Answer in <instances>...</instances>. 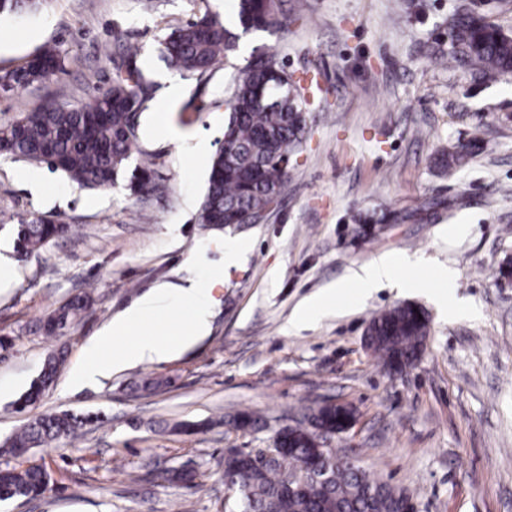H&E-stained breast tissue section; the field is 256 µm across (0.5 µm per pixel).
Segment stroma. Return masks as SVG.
Instances as JSON below:
<instances>
[{"instance_id": "35a3bbf8", "label": "stroma", "mask_w": 512, "mask_h": 512, "mask_svg": "<svg viewBox=\"0 0 512 512\" xmlns=\"http://www.w3.org/2000/svg\"><path fill=\"white\" fill-rule=\"evenodd\" d=\"M284 30L243 34L230 62L198 77L180 74L183 97L144 117L179 131L143 132L114 187L84 190L46 165L0 156V254L16 276L0 290V442L48 413H97L101 422L0 467L44 464V496L0 502V512H225L222 459L228 448L270 450L276 432L328 402L347 403L356 424L333 436L372 477L410 492L419 512H512V72L473 79L439 62L448 22L462 6L485 11L512 36V0H284ZM237 0H45L38 13L0 19V73L46 44L63 69L44 82L0 92V123L66 88L81 103L109 88L126 45L163 94L170 72L160 42L205 11L237 22ZM263 51L321 92L288 183L262 223L206 230L196 217L217 151L235 75ZM480 148L462 167L443 168L448 149ZM150 166L156 191L132 193L135 167ZM69 225L63 237L18 257L12 227L31 213ZM248 242L238 265L224 246ZM381 254L416 259L418 286L356 288L328 298L321 319L292 324L300 303ZM451 269V280L439 279ZM194 280L211 302L209 336L171 360L138 365L74 390L86 343L156 284ZM86 294L88 312L49 336L45 318ZM402 303L421 307L430 330L422 357L386 373L364 347L370 319ZM67 358L41 399L15 402L46 355ZM164 387L143 390L144 381ZM242 411L260 425L241 430ZM180 422L200 431H177ZM187 468L196 484L165 482Z\"/></svg>"}]
</instances>
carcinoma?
<instances>
[{"instance_id": "obj_1", "label": "carcinoma", "mask_w": 512, "mask_h": 512, "mask_svg": "<svg viewBox=\"0 0 512 512\" xmlns=\"http://www.w3.org/2000/svg\"><path fill=\"white\" fill-rule=\"evenodd\" d=\"M41 0H0V17L29 14ZM241 32L227 26L219 15L205 12L163 39L167 64L189 74L203 76L221 60H230L239 48L241 33L251 30L278 31L285 25L282 0H238ZM448 51L438 56L475 74L512 72V36L473 10L456 14L448 26ZM137 50L123 49L112 86L81 105L47 99L21 117L0 124V155L33 165L45 164L69 181L86 189L112 183L134 151L139 149L138 116L148 101V88L135 65ZM62 52L46 46L34 58L0 76V89L12 91L41 83L61 69ZM286 70L273 52H262L236 80L229 99L230 115L224 127L223 147L216 152L208 188L200 206L198 223L242 224L252 213L263 212L279 197L288 182L290 158L302 142L308 115L303 94L281 81ZM276 100V106L257 102L259 94ZM478 139L460 144L439 159L448 168L461 165L478 149ZM129 188L134 193L155 189L151 168L136 167ZM68 232L38 213L17 225L16 248L22 255L37 251ZM90 297L76 296L59 306L44 322L53 335L81 318ZM429 334V320L419 318L414 305L402 304L374 316L367 326L371 351L384 368L395 361L418 360ZM65 351L51 353L36 380L16 405L23 410L39 401L54 381ZM101 421L97 414L58 412L30 420L8 437L3 452L14 458L31 449L51 446L77 436L86 425ZM342 425L336 408L321 406L307 422L280 430L275 442L278 464L257 463L248 453L224 454V482L241 490L237 512H397L405 491L372 478L351 461L329 470L326 481H309L288 490V477L304 465L325 467L317 451V439ZM43 465L24 469L0 468V501L36 498L49 486Z\"/></svg>"}]
</instances>
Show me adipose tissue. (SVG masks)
Listing matches in <instances>:
<instances>
[{"mask_svg": "<svg viewBox=\"0 0 512 512\" xmlns=\"http://www.w3.org/2000/svg\"><path fill=\"white\" fill-rule=\"evenodd\" d=\"M404 260L382 254L368 263L352 269L345 282L336 283L327 292L311 297L300 307L294 317L295 323L312 324L323 314L328 297L344 291L346 285L355 286L360 295H370L377 288L392 280H401L404 287H413L412 279H399L398 274L404 267ZM199 290L196 283L176 285L164 283L155 286L140 297L92 339L85 348L86 359L74 373L75 388H83L99 381L111 378L112 374L125 368L143 363H159L183 353L207 336L211 330L212 311L207 305L198 303ZM178 296L190 303L191 313L187 324L176 325L162 332H149L125 347L118 355H104L105 347L112 341L128 335L129 331L144 322L148 313L166 308L171 296Z\"/></svg>", "mask_w": 512, "mask_h": 512, "instance_id": "adipose-tissue-1", "label": "adipose tissue"}]
</instances>
